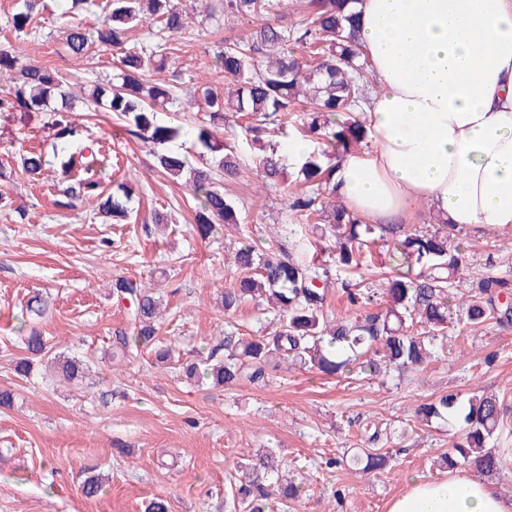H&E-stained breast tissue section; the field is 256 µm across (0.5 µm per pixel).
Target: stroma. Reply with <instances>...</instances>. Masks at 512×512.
<instances>
[{
  "label": "stroma",
  "mask_w": 512,
  "mask_h": 512,
  "mask_svg": "<svg viewBox=\"0 0 512 512\" xmlns=\"http://www.w3.org/2000/svg\"><path fill=\"white\" fill-rule=\"evenodd\" d=\"M42 2L40 32L20 43L7 22L16 0H0V48L18 44L31 60L67 76L85 146L108 153L103 186L125 184L134 210L131 223L112 224L98 217L94 196L72 210L59 207L57 163L34 181L14 158L25 147L51 153L50 142L36 122L0 114V196L7 200L0 208V388L12 394L11 406L0 407V512H144L154 497L167 499L170 512H227L237 462L268 449L303 480L306 493L290 512H387L411 478L444 476L437 459L457 442L458 427L422 423L415 410L444 393L464 402L494 394L512 408V327L454 331L436 359L392 373L383 385L355 371L327 377L295 367L227 389L187 383L177 370L154 366L147 353L130 364L113 361L111 338L126 326V311L110 294L119 276L155 288L165 306L161 338L182 357L220 359L225 334L273 331L253 305L225 314L220 296L237 284L231 260L239 242L289 249L288 239L271 231L292 218L283 189L259 187L258 151L228 118L215 134L237 141L241 174L224 191L239 221L201 237L188 187L160 172L149 147L112 113L83 102L92 81L116 74L123 48L68 56L63 26L54 20L63 0ZM245 31L220 16L193 18L190 34L171 40L162 79L177 80L184 97L203 82L223 89V75L210 69L213 56ZM156 209L172 212L174 223H153ZM459 237L469 264L462 293L488 274L512 282V229L464 228ZM37 291L50 299L39 326L54 351L85 361L82 381L66 382L44 364L25 377L15 373L21 306ZM371 442L392 453L387 471L365 475L343 462L348 450ZM329 456L339 465L326 468ZM92 471L105 486L87 499L79 485Z\"/></svg>",
  "instance_id": "stroma-1"
}]
</instances>
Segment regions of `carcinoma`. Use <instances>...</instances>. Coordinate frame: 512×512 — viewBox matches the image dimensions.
<instances>
[{
  "instance_id": "cac0c4a2",
  "label": "carcinoma",
  "mask_w": 512,
  "mask_h": 512,
  "mask_svg": "<svg viewBox=\"0 0 512 512\" xmlns=\"http://www.w3.org/2000/svg\"><path fill=\"white\" fill-rule=\"evenodd\" d=\"M284 0H214L202 6L206 18L221 12L251 23L247 37L224 45L213 57L212 66L224 74V94L201 85L197 92L208 108L210 124L224 122V113L235 112L250 119L245 134L259 143L269 124L284 131L288 116L298 112L302 133L326 149L314 153L295 173V181L307 186L303 193H292L286 206L293 223L286 234L295 237V252H258L241 244L234 252L233 265L247 272L235 288L224 290V313L253 304L259 311H274L277 328L273 335L224 337V358L204 362L188 360L179 364V374L187 379L217 386H231L242 379L259 382L268 370L284 362L303 370L335 376L350 371L385 376L416 369L436 356L438 342L446 339L455 326H483L491 321L501 327L512 326V303L502 298L512 293L508 281L483 277L479 291L461 303L454 314L457 279L465 261L460 246L451 244L455 226L437 219L438 228L406 230L403 224H363L349 212L336 195L332 180V160L355 151L366 138L367 130L358 112L367 102L374 79L367 70L356 35L355 16L347 12L352 0H309L308 10L290 24L281 23ZM39 0H22V6L9 17L15 32L30 36ZM190 10L174 0H107L98 24L92 28L70 10L57 21L66 26L65 50L71 56H85L92 45L116 47L127 34L148 28L145 43L127 50L119 60L117 80L95 82L89 93L91 103L106 112L123 117L126 131L153 147L158 166L173 178L189 172L187 184L196 201L195 223L198 232L208 237L223 224L239 223L237 209L224 196L207 167L192 168L183 155L167 146L190 134L183 125L163 121L159 114L177 103L176 86L155 82L150 72L159 68L166 55L167 41L189 32ZM0 74L9 75V85L0 87V112H39L46 117L42 128L53 136V150L65 157L61 163L60 193L64 208H74L86 197L103 194L97 177V153L75 157L69 148L82 140L83 126L59 117L71 107L74 97L62 72L17 55V50L0 49ZM59 101L60 109H49ZM195 142L212 155L224 172V179L239 176L234 144L215 137L205 125L195 131ZM48 161L36 148L23 150L20 169L30 178L41 176ZM257 176L269 188L288 185L290 173L275 146L262 145ZM131 195L120 183L99 206V214L115 223L127 221L132 213ZM324 218L322 237L327 239L333 264L307 260L298 235L303 222L313 215ZM380 239L391 247L390 265L418 270L414 276L395 272L387 277V306L371 309V288L357 289L345 281L341 287L354 307L353 315L331 320L325 313L326 285L331 268L353 273L361 268L362 246ZM112 299L129 302V326L111 337L115 359L131 360L146 350L157 363L175 362L176 349L159 341L160 299L153 289L139 280L119 276L112 280ZM47 302L37 293L26 304L21 322V348L26 356L16 359L15 372L27 375L34 360H43L72 380L82 374L83 363L52 352V346L36 319L46 312ZM507 408L494 395L478 396L462 405L454 393H444L421 404L416 412L422 422L439 419L460 425V442L440 458V466L454 469L472 463L486 475L507 466L509 449L490 446L503 426ZM392 455L380 448H362L349 457V463L366 474L383 472ZM239 478L232 490L229 508L233 512H270L288 509L304 495L296 481L270 450L246 456L237 462ZM103 490L102 477L89 475L80 485L87 499Z\"/></svg>"
}]
</instances>
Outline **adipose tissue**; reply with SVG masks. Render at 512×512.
I'll list each match as a JSON object with an SVG mask.
<instances>
[{"instance_id": "adipose-tissue-1", "label": "adipose tissue", "mask_w": 512, "mask_h": 512, "mask_svg": "<svg viewBox=\"0 0 512 512\" xmlns=\"http://www.w3.org/2000/svg\"><path fill=\"white\" fill-rule=\"evenodd\" d=\"M379 85L361 117L375 141L336 163L349 211L388 224L425 203L449 223L512 228V0H355ZM388 512H512L484 479L412 478Z\"/></svg>"}]
</instances>
